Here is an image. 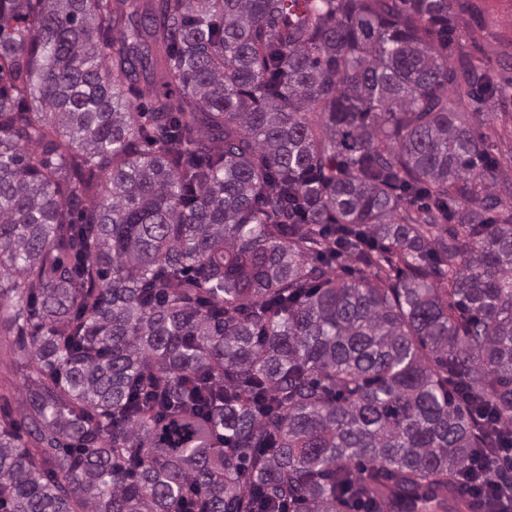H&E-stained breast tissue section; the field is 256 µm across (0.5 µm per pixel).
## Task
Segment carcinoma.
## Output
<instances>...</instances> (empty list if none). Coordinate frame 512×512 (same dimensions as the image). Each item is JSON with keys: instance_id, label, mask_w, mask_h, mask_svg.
Listing matches in <instances>:
<instances>
[{"instance_id": "carcinoma-1", "label": "carcinoma", "mask_w": 512, "mask_h": 512, "mask_svg": "<svg viewBox=\"0 0 512 512\" xmlns=\"http://www.w3.org/2000/svg\"><path fill=\"white\" fill-rule=\"evenodd\" d=\"M452 0H0L5 512H473L512 485V182ZM351 264L336 269L338 259ZM13 339V336H1L0 335V393H3V389L6 385L4 378L6 377L9 381L8 391H10V401L11 405L16 411L19 409L20 402L25 395V387H24V378L20 372H8L6 368V363L10 362V343Z\"/></svg>"}]
</instances>
